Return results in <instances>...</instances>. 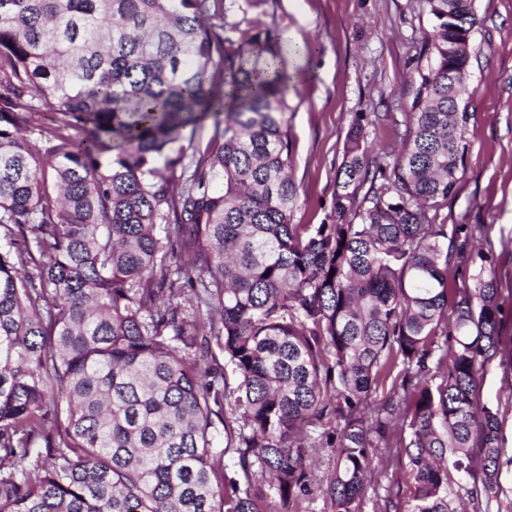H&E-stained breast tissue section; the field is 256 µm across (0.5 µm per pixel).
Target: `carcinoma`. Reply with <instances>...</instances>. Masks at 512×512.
Returning <instances> with one entry per match:
<instances>
[{
	"label": "carcinoma",
	"instance_id": "obj_1",
	"mask_svg": "<svg viewBox=\"0 0 512 512\" xmlns=\"http://www.w3.org/2000/svg\"><path fill=\"white\" fill-rule=\"evenodd\" d=\"M210 2L0 0V83L91 132L44 158L0 110V512H299L306 448L334 449L331 512H360L394 438L395 512L509 499L500 406L479 398L500 280L482 265L450 283L489 230L436 223L469 121L448 111L467 80L448 46L474 0H426L403 148L369 156L356 116L322 224L291 223L281 46L224 48ZM222 111L173 194L159 161L181 164L183 129Z\"/></svg>",
	"mask_w": 512,
	"mask_h": 512
}]
</instances>
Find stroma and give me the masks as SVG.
Returning a JSON list of instances; mask_svg holds the SVG:
<instances>
[{
  "mask_svg": "<svg viewBox=\"0 0 512 512\" xmlns=\"http://www.w3.org/2000/svg\"><path fill=\"white\" fill-rule=\"evenodd\" d=\"M470 78L462 99L470 120L467 151L455 193L438 213L442 224H487L494 243L489 264L502 279L498 304L505 352H512V0H474ZM210 24L223 25L224 46L237 48L258 33L289 47L288 118L292 175L298 197L292 221L319 224L330 216L336 173L356 116H366L364 146L370 156L395 152L419 86L423 36L430 27L425 0H213ZM24 135L40 154L57 140L55 114L36 95L21 101ZM216 114L186 128L182 166L168 172L180 190L206 155ZM376 470L362 512H384L389 488L401 476L400 452L377 451ZM314 482L301 512H331L323 495L336 466L326 448L310 451Z\"/></svg>",
  "mask_w": 512,
  "mask_h": 512,
  "instance_id": "35a3bbf8",
  "label": "stroma"
}]
</instances>
